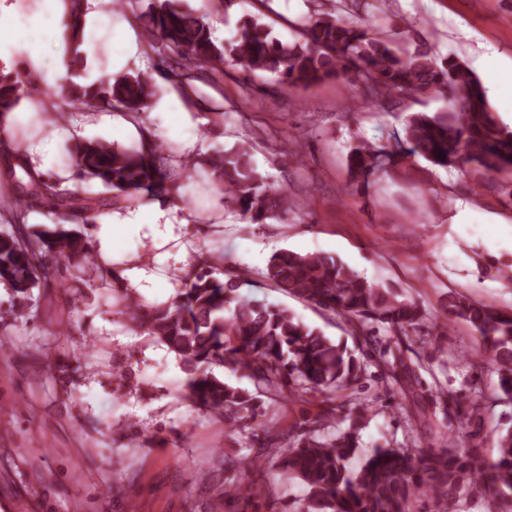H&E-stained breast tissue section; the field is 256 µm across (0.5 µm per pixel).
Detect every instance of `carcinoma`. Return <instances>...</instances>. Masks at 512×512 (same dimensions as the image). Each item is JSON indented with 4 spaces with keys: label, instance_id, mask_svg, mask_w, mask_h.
<instances>
[{
    "label": "carcinoma",
    "instance_id": "obj_1",
    "mask_svg": "<svg viewBox=\"0 0 512 512\" xmlns=\"http://www.w3.org/2000/svg\"><path fill=\"white\" fill-rule=\"evenodd\" d=\"M347 12L346 0H329V7L299 20L300 38L291 43L272 36L269 26L255 17L245 19L233 39L221 41L205 15L184 0H150L137 15L146 46L152 49L161 40L172 51L153 63L156 77L127 74L84 86L73 71L66 94L51 103L54 112L48 118L63 122L74 112L101 104L138 113L158 93V80L178 87L192 68L214 70L232 64L247 80L266 74L286 87L336 79L353 86L360 82L375 98L439 92L447 98L446 111L409 118L407 153L441 166L462 153L487 174L512 173V126L492 111L483 86L461 62H441L428 50H411L394 36L377 34L379 25L356 21ZM64 42L72 60L83 61L78 26L67 28ZM43 93L45 89L34 85L24 70L14 68L5 74L0 68V116ZM11 147L13 163L7 176L15 197L0 201L9 226L0 231V282L20 298L67 264L73 268L72 281L88 287L106 284L108 269L96 260L81 228L98 223L99 216L112 209L142 200L162 202L175 192L167 172L168 156L142 143L125 147L84 139L69 144L74 178L80 181L73 189L33 172L23 162V138L15 137ZM398 162L399 153L362 144L350 154L349 172L354 180L366 183L375 172ZM198 166L224 195V206L237 210L244 220L264 224L288 219L292 201L287 190L268 181L250 145L239 143L184 163L190 171ZM33 208L72 212L75 219L29 225L27 213ZM223 262L218 253L195 257L172 307L145 306L128 293L118 292L116 299L130 326L156 337L185 365L184 397L224 419L229 428L254 422L264 398L273 405L306 402L317 395L326 402L347 398L371 367L385 389H396L399 406L417 419L431 421L437 403L462 425L481 418L486 399L481 387L473 386L464 404L445 389L434 395L423 388L418 371L426 369L424 357L413 344L427 313L398 299L393 289L368 281L331 254L283 250L269 258L263 278L279 291L343 317L354 330L353 349L347 340L331 339L284 305L240 293L249 284L246 274L223 269ZM445 308L443 324L462 321L471 327L497 366L503 396L511 401L512 312L457 295L448 296ZM382 331L389 336L385 344L377 339ZM224 366L248 378L253 390L233 386L214 373ZM336 420L332 407L306 421L286 445L274 426L263 425V438L248 454L224 458L227 477L217 499L236 495L260 463L276 453L282 469L306 488L299 512H410L421 488L438 495L437 512H448V503L461 489L477 482L508 499L512 512V424L498 430L497 458L487 463L480 445L459 448L451 439L446 448L377 447L359 459L362 418L349 416L344 431Z\"/></svg>",
    "mask_w": 512,
    "mask_h": 512
}]
</instances>
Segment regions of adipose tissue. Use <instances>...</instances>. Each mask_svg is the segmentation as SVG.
<instances>
[{"instance_id": "obj_1", "label": "adipose tissue", "mask_w": 512, "mask_h": 512, "mask_svg": "<svg viewBox=\"0 0 512 512\" xmlns=\"http://www.w3.org/2000/svg\"><path fill=\"white\" fill-rule=\"evenodd\" d=\"M64 0H39L38 8L21 24H14L12 13L0 5V61L18 64L34 78L46 74V51L55 49L57 71H64L65 58L62 15ZM187 222L177 207L155 205L150 211L122 208L98 222L96 252L102 265H118L117 286L131 294H146L157 288L172 292L174 285L161 264L170 249L184 245ZM135 228L139 250L116 255L115 241L121 229Z\"/></svg>"}]
</instances>
